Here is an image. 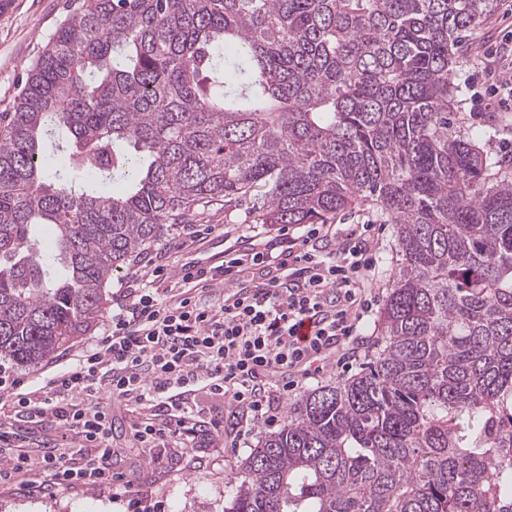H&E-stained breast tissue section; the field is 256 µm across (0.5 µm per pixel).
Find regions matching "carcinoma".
<instances>
[{
	"instance_id": "carcinoma-1",
	"label": "carcinoma",
	"mask_w": 512,
	"mask_h": 512,
	"mask_svg": "<svg viewBox=\"0 0 512 512\" xmlns=\"http://www.w3.org/2000/svg\"><path fill=\"white\" fill-rule=\"evenodd\" d=\"M489 8L84 0L0 126V359L86 335L112 273L200 208L372 207L397 273L371 361L288 406L227 512H512V179L450 121Z\"/></svg>"
}]
</instances>
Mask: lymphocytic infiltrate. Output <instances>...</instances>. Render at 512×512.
Here are the masks:
<instances>
[{
  "mask_svg": "<svg viewBox=\"0 0 512 512\" xmlns=\"http://www.w3.org/2000/svg\"><path fill=\"white\" fill-rule=\"evenodd\" d=\"M372 225L308 224L300 231L281 227L259 239L237 237L221 263L187 265L175 282L164 267L151 275L163 289L131 281L112 314V329L83 349L76 362L43 386L13 393L10 375L0 369V391H10L14 414L27 422L64 427L70 441L25 449L14 431L0 442H16L0 462V486L37 472L40 492L91 486L117 489L110 441L113 402L134 403L140 411L132 428L151 463L168 449L193 448L206 422L190 405L202 392L242 409L245 437L258 422L274 420V400L314 377L354 336L368 312L365 284L374 267ZM336 248L321 253L320 243ZM229 288L219 307L198 296L218 282ZM308 335H301V328ZM164 423H156V415Z\"/></svg>",
  "mask_w": 512,
  "mask_h": 512,
  "instance_id": "obj_1",
  "label": "lymphocytic infiltrate"
}]
</instances>
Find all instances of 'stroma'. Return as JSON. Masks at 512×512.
<instances>
[{
    "instance_id": "35a3bbf8",
    "label": "stroma",
    "mask_w": 512,
    "mask_h": 512,
    "mask_svg": "<svg viewBox=\"0 0 512 512\" xmlns=\"http://www.w3.org/2000/svg\"><path fill=\"white\" fill-rule=\"evenodd\" d=\"M12 14L0 18V119L10 113L27 77V71L42 52L55 28L69 15L77 12L83 0H14ZM502 0H493L486 18L465 35L459 44V58L455 68L458 86V108L453 114L454 127L460 131L471 128L482 132L481 145L490 165H497L504 157L512 155V112L490 113V94L481 78V66L475 53L487 39L498 36L506 28ZM275 225L258 223L251 204H244L233 211L213 205L191 214L187 221L166 227L160 238L143 255L126 268L113 273L107 289L108 301L125 290L131 278L140 276L150 265H164L170 277H177L182 264L202 266L224 257L227 237L253 236L275 232ZM201 232V242L182 247V240L190 233ZM395 234L392 225H384L375 251V274L370 283L374 299L370 316L360 325L358 338L360 353H368L377 334L379 312L390 287L395 271ZM112 324L111 315H104L87 336L79 338L47 362L35 366H12V376L21 380L25 388L40 384L42 378L65 368L87 344L106 336ZM204 415L223 416L221 435H201V449L187 453L173 448L167 453L164 466L149 463L138 448L131 424L134 416L123 403L112 405V446L118 455L114 465L122 472L126 482L153 498L163 501L166 512H224L228 501L226 483L234 477L240 462L259 446L270 427L261 425L254 429L246 443L233 453L223 449L225 434L231 433L243 418L242 410L218 407L209 401H200ZM124 499L93 488L60 490L51 497L27 494L19 486L0 487V512H125Z\"/></svg>"
}]
</instances>
